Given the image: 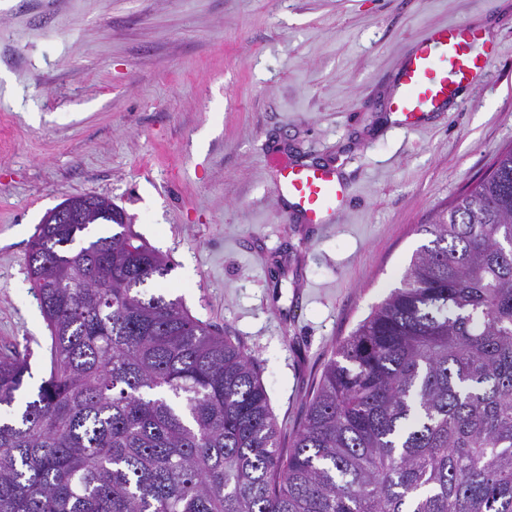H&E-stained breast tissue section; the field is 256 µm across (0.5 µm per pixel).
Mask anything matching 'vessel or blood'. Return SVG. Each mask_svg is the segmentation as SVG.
I'll return each instance as SVG.
<instances>
[{
    "label": "vessel or blood",
    "instance_id": "1",
    "mask_svg": "<svg viewBox=\"0 0 512 512\" xmlns=\"http://www.w3.org/2000/svg\"><path fill=\"white\" fill-rule=\"evenodd\" d=\"M480 30L468 24L437 28L411 43L393 76L389 111L412 129L449 102L470 93L487 66L489 53L475 45ZM277 174L276 192L290 200L306 224H331L345 207L346 190L335 167L305 166L269 157Z\"/></svg>",
    "mask_w": 512,
    "mask_h": 512
}]
</instances>
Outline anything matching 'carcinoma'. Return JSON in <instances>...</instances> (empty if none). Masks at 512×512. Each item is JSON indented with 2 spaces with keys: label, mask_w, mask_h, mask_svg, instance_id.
I'll return each mask as SVG.
<instances>
[{
  "label": "carcinoma",
  "mask_w": 512,
  "mask_h": 512,
  "mask_svg": "<svg viewBox=\"0 0 512 512\" xmlns=\"http://www.w3.org/2000/svg\"><path fill=\"white\" fill-rule=\"evenodd\" d=\"M78 198L89 223L29 244L48 377L0 356V512H512V146L420 226L286 453L253 358L146 293L171 259Z\"/></svg>",
  "instance_id": "1"
}]
</instances>
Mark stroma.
Returning <instances> with one entry per match:
<instances>
[{
    "label": "stroma",
    "instance_id": "stroma-1",
    "mask_svg": "<svg viewBox=\"0 0 512 512\" xmlns=\"http://www.w3.org/2000/svg\"><path fill=\"white\" fill-rule=\"evenodd\" d=\"M495 54L414 132L392 76L429 30ZM512 144V0H0V351L49 373L29 241L65 198L111 200L168 255L158 285L234 337L289 446L338 343L399 287L420 225ZM339 165L350 205L304 224L266 154Z\"/></svg>",
    "mask_w": 512,
    "mask_h": 512
}]
</instances>
